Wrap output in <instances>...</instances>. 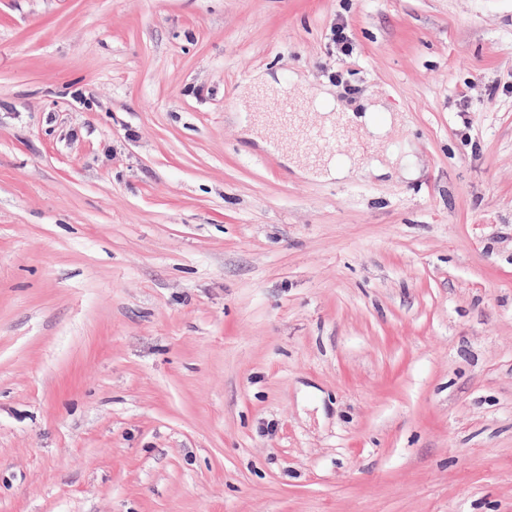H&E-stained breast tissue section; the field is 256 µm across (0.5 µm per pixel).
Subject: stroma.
<instances>
[{
  "label": "stroma",
  "instance_id": "stroma-1",
  "mask_svg": "<svg viewBox=\"0 0 512 512\" xmlns=\"http://www.w3.org/2000/svg\"><path fill=\"white\" fill-rule=\"evenodd\" d=\"M0 512H512V0H0ZM350 131L343 122L334 123L329 127L311 126L305 132V139L310 145L324 146L326 149L337 147L338 141L349 137ZM350 168L351 162L349 159L341 161L331 159L327 161V158H325L324 160L316 161L313 170L326 179L341 180L349 175Z\"/></svg>",
  "mask_w": 512,
  "mask_h": 512
}]
</instances>
